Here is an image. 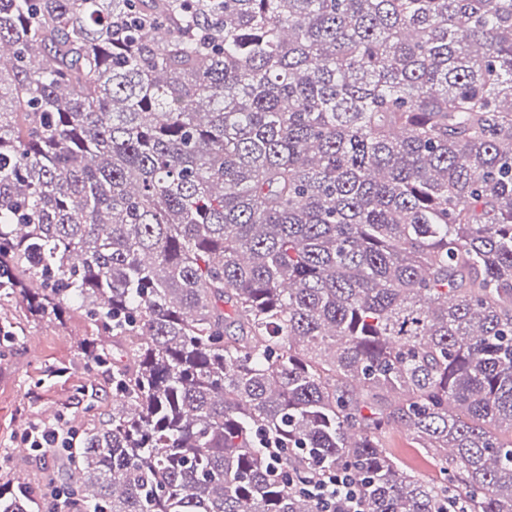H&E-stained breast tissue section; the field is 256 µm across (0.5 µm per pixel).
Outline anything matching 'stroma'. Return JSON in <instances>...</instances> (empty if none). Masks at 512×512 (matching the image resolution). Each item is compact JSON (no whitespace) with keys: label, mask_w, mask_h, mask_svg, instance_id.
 <instances>
[{"label":"stroma","mask_w":512,"mask_h":512,"mask_svg":"<svg viewBox=\"0 0 512 512\" xmlns=\"http://www.w3.org/2000/svg\"><path fill=\"white\" fill-rule=\"evenodd\" d=\"M19 333L0 345V483H25L38 500L48 488L71 482L66 459L58 448L25 447L23 431L33 423L81 428L97 423L112 407V380L88 369L78 343L96 337L93 321L79 305H71L64 321L31 315L21 302L0 305V323ZM383 448L417 479L446 482L447 465L419 448L406 428L393 426L381 437Z\"/></svg>","instance_id":"35a3bbf8"}]
</instances>
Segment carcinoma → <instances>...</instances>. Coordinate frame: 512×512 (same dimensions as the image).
Wrapping results in <instances>:
<instances>
[{
  "label": "carcinoma",
  "mask_w": 512,
  "mask_h": 512,
  "mask_svg": "<svg viewBox=\"0 0 512 512\" xmlns=\"http://www.w3.org/2000/svg\"><path fill=\"white\" fill-rule=\"evenodd\" d=\"M13 301L125 349L75 506L512 512V0H0ZM381 444L407 472L422 482L445 483L452 473L449 460L447 464L419 448L411 432L404 427L387 429L381 437ZM300 492L313 498L319 512H362V497L348 470L326 471L306 477Z\"/></svg>",
  "instance_id": "carcinoma-1"
}]
</instances>
